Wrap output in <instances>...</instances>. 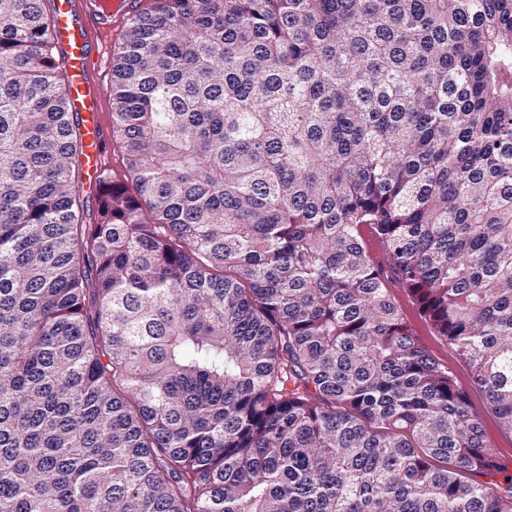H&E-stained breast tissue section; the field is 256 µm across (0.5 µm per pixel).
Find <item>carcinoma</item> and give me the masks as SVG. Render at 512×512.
<instances>
[{
	"label": "carcinoma",
	"instance_id": "obj_1",
	"mask_svg": "<svg viewBox=\"0 0 512 512\" xmlns=\"http://www.w3.org/2000/svg\"><path fill=\"white\" fill-rule=\"evenodd\" d=\"M52 0H0V512H512V0H140L97 217ZM363 235L364 245L371 259L379 264L392 279L391 292L402 315L431 356L441 365L448 367L454 373L458 386L468 392L471 410L482 419L486 436L494 446L500 460L508 466L509 474H507L512 475V433L500 429L498 418L492 412L484 396L471 387V372L468 365L442 336L437 335L430 322L419 314L411 295L396 282L389 268L388 255L378 239L368 228L364 229Z\"/></svg>",
	"mask_w": 512,
	"mask_h": 512
}]
</instances>
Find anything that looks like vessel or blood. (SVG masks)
Segmentation results:
<instances>
[{
  "label": "vessel or blood",
  "instance_id": "vessel-or-blood-1",
  "mask_svg": "<svg viewBox=\"0 0 512 512\" xmlns=\"http://www.w3.org/2000/svg\"><path fill=\"white\" fill-rule=\"evenodd\" d=\"M56 43L68 65L69 92L75 112L84 121V153L88 169H106L104 144L109 129L102 118L99 74L112 54L113 11L105 0H57Z\"/></svg>",
  "mask_w": 512,
  "mask_h": 512
}]
</instances>
